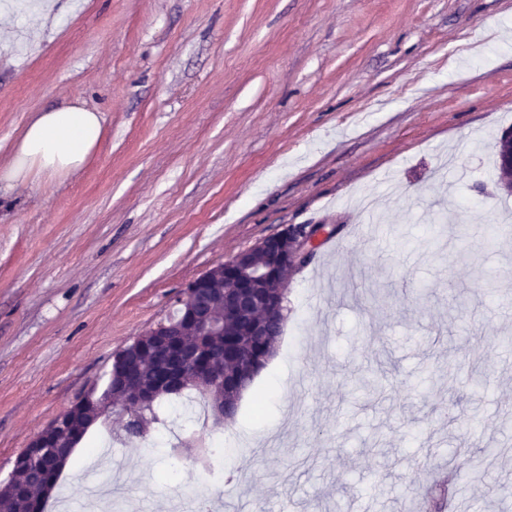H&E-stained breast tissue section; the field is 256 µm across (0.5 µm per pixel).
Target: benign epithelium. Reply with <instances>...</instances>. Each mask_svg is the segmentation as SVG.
Masks as SVG:
<instances>
[{"instance_id":"benign-epithelium-1","label":"benign epithelium","mask_w":512,"mask_h":512,"mask_svg":"<svg viewBox=\"0 0 512 512\" xmlns=\"http://www.w3.org/2000/svg\"><path fill=\"white\" fill-rule=\"evenodd\" d=\"M499 157L500 187L512 190V130L503 132L496 144ZM327 232L325 224H287L275 235L266 237L250 248L244 249L228 261L208 270L188 284L189 291L178 302L184 312L183 320L161 323L138 337L145 340L154 337L158 348L166 359V371L153 387L135 392L120 403H113L112 392L108 391L91 402L73 403L64 409L55 422L29 441L26 452L36 454L46 466L42 475L44 485H49L62 462L53 449L61 443L51 442L54 432L80 410L90 406L102 417L117 416L121 419V431L127 432L131 421H142V415L155 398L163 393L183 387L188 380L187 370L194 368L199 375L219 389H224V373L216 362H203L201 348L180 346L175 337L181 335L183 327L194 324L199 335L206 336L224 327L228 316L250 319L252 333L266 336L281 305L272 302L269 292L272 288L283 289L288 279L313 254V245ZM261 253L265 263L258 265L254 255ZM131 378L130 369L123 358L114 361L112 370L113 387L125 385Z\"/></svg>"}]
</instances>
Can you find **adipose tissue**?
<instances>
[{
	"label": "adipose tissue",
	"instance_id": "1",
	"mask_svg": "<svg viewBox=\"0 0 512 512\" xmlns=\"http://www.w3.org/2000/svg\"><path fill=\"white\" fill-rule=\"evenodd\" d=\"M102 130L101 114L81 105L40 112L15 140L12 160L1 176L13 183L75 173L96 148Z\"/></svg>",
	"mask_w": 512,
	"mask_h": 512
}]
</instances>
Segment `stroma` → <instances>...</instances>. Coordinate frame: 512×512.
<instances>
[{"label": "stroma", "instance_id": "35a3bbf8", "mask_svg": "<svg viewBox=\"0 0 512 512\" xmlns=\"http://www.w3.org/2000/svg\"><path fill=\"white\" fill-rule=\"evenodd\" d=\"M39 2L0 0V169L45 109H95L103 136L77 173L0 183V481L191 280L284 225L332 224L335 252L288 283L270 379L235 418L181 414L185 437L224 446L211 470L183 458L196 495L404 512L417 459L469 512H512V194L495 172L512 0ZM95 450L101 479H129L122 512H173L167 448L97 427L58 477L69 512ZM460 450L476 476L455 473Z\"/></svg>", "mask_w": 512, "mask_h": 512}]
</instances>
